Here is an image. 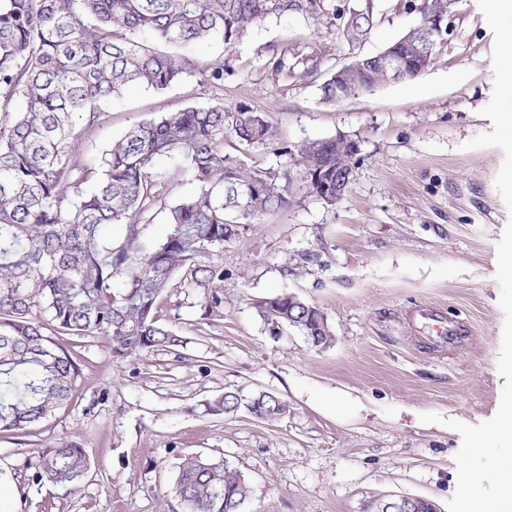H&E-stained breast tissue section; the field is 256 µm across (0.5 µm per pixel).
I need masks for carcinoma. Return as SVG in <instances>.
<instances>
[{"label": "carcinoma", "mask_w": 512, "mask_h": 512, "mask_svg": "<svg viewBox=\"0 0 512 512\" xmlns=\"http://www.w3.org/2000/svg\"><path fill=\"white\" fill-rule=\"evenodd\" d=\"M452 0H413L417 26L377 54L357 55L321 86L335 103L381 83L417 78L443 41ZM313 33L336 30L354 48L371 34L374 0H0V434L27 432L71 401L77 360L58 341L101 336L112 354L131 357L183 346L159 322L158 303L174 281L222 303L224 243L237 225L286 204L288 187L224 151L265 144L269 123L242 104L190 105L131 125L102 151L79 149L100 126L103 101L131 88L164 91L185 76L224 84V54L194 65L181 50L212 42L228 49L256 23L288 15ZM320 45L272 49L266 67L282 83L321 76ZM281 155L315 178H353L355 160L336 139L305 141ZM194 186L177 193L179 177ZM169 229L151 244L158 216ZM122 229V240L112 237ZM271 335L294 328L315 348L335 341L326 315L281 293L258 306ZM208 410L242 407L275 419L288 404L269 392L227 391ZM90 467L83 447L66 440L37 450L32 480L75 488ZM174 493L185 512H242L251 487L224 458L190 457L178 466Z\"/></svg>", "instance_id": "carcinoma-1"}]
</instances>
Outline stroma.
<instances>
[{"label":"stroma","instance_id":"stroma-1","mask_svg":"<svg viewBox=\"0 0 512 512\" xmlns=\"http://www.w3.org/2000/svg\"><path fill=\"white\" fill-rule=\"evenodd\" d=\"M406 0H376L378 22L361 53L395 42L419 17ZM492 0H455L434 63L418 81H388L334 104L316 81L282 84L269 51L305 43L301 19L255 24L225 53L223 89L187 77L156 93L131 89L103 104L85 141L105 147L131 124L217 99L263 113L273 141L240 154L290 178L288 206L238 227L224 245L223 302L206 312L197 288H171L158 316L185 344L113 356L99 336L72 338L81 373L64 411L28 436L0 435V512H184L173 488L185 457L231 461L253 487L243 512H377L399 496L459 512L460 495L512 500L498 476L512 438L496 423L512 394L500 367L512 357V279L492 261L512 251V113L498 57L512 16ZM351 135L361 140L353 182L329 205L311 196L279 149ZM288 291L317 305L336 333L312 348L296 330L270 335L261 301ZM450 323L455 343L434 335ZM228 390L267 391L288 403L266 420L247 408L212 414ZM487 430L464 453L466 432ZM81 443L91 468L77 490L36 483V450Z\"/></svg>","mask_w":512,"mask_h":512}]
</instances>
